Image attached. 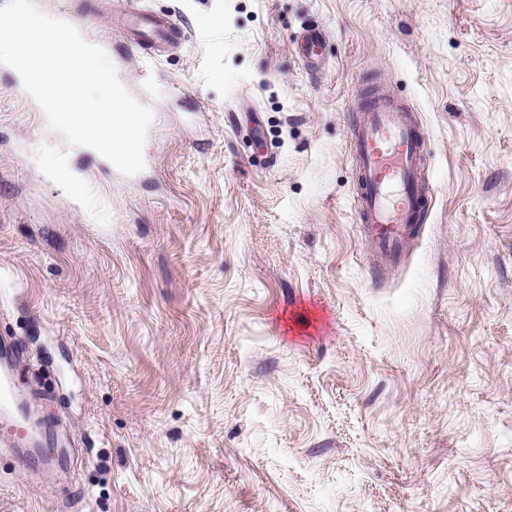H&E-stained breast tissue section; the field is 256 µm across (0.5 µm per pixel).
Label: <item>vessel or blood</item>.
Returning a JSON list of instances; mask_svg holds the SVG:
<instances>
[{"mask_svg": "<svg viewBox=\"0 0 512 512\" xmlns=\"http://www.w3.org/2000/svg\"><path fill=\"white\" fill-rule=\"evenodd\" d=\"M137 44H167L181 32L164 16L133 15ZM326 33L316 28L300 41L309 73L319 74ZM356 178L354 210L370 249L371 265L381 271L398 264L418 236L417 222L427 193V140L413 106L379 86H371L365 107L349 123ZM24 408L9 373H0V439L24 437Z\"/></svg>", "mask_w": 512, "mask_h": 512, "instance_id": "obj_1", "label": "vessel or blood"}]
</instances>
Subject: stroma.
Listing matches in <instances>:
<instances>
[{
	"instance_id": "obj_1",
	"label": "stroma",
	"mask_w": 512,
	"mask_h": 512,
	"mask_svg": "<svg viewBox=\"0 0 512 512\" xmlns=\"http://www.w3.org/2000/svg\"><path fill=\"white\" fill-rule=\"evenodd\" d=\"M67 2L138 55L124 0ZM134 2L184 30L152 54L186 92L136 175L0 65V341L67 446L30 472L0 444V512H512V0ZM371 80L416 109L431 200L381 286L348 133ZM326 32L323 29H311L300 41V55L309 73L318 75L321 72V60L324 58L323 46Z\"/></svg>"
}]
</instances>
